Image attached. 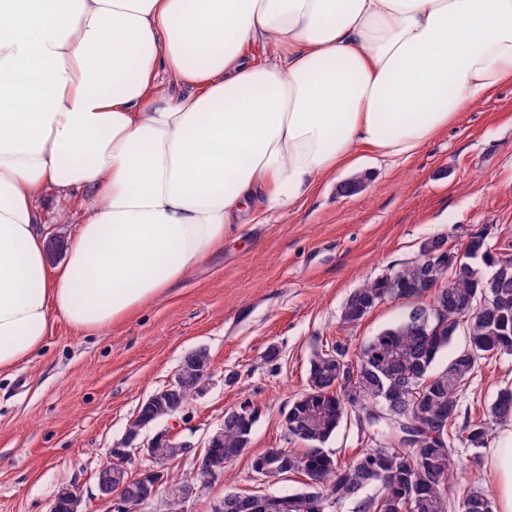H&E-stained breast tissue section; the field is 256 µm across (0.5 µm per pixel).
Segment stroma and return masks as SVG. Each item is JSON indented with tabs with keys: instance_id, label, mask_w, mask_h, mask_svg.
<instances>
[{
	"instance_id": "stroma-1",
	"label": "stroma",
	"mask_w": 512,
	"mask_h": 512,
	"mask_svg": "<svg viewBox=\"0 0 512 512\" xmlns=\"http://www.w3.org/2000/svg\"><path fill=\"white\" fill-rule=\"evenodd\" d=\"M368 179L351 196L337 193L338 172L299 208L248 225L225 241L167 296L105 333L57 320L42 351L0 374V512H49L55 493L79 486L83 512H105L95 472L121 442L142 402L167 385L183 357L207 349L212 374L177 419L141 431L140 441L169 431L203 448L227 409L249 400L258 410L251 444L224 475L188 504L212 512L225 492L292 493L304 476L255 479L252 457L288 447L284 414L307 385L308 360L325 343L350 352L412 306L388 300L353 327L340 323L347 296L364 281L416 260L422 242L445 234L457 246L484 230L497 252L512 255V82L459 112L409 159L362 151ZM280 352L264 359L267 348ZM512 388V355L481 361L461 398L468 418H482ZM456 448L452 500L470 487L489 489L487 461Z\"/></svg>"
}]
</instances>
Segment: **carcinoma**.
<instances>
[{
    "mask_svg": "<svg viewBox=\"0 0 512 512\" xmlns=\"http://www.w3.org/2000/svg\"><path fill=\"white\" fill-rule=\"evenodd\" d=\"M364 183L365 176L355 175L340 183L337 192L351 196ZM489 248L484 232L468 234L462 252L448 245V236L437 234L421 244L418 260L367 281L348 295L340 321L355 326L387 300L423 297L416 281L425 261L442 285L432 301L413 306L365 342L357 359L340 342L312 352L307 387L291 401L284 417L288 439L305 448L284 451L288 468L273 474L276 478L299 473L307 478L306 489L288 494V512H336L348 501L354 512H448L455 444L470 449L478 462L491 435L490 423L512 420V389L505 388L490 405L488 417L468 419L456 427L463 390L480 361L512 355V269L491 288L489 310L459 312L466 302L476 300L488 276L475 266L473 275L459 277L455 266L463 261L492 266L495 257ZM462 330L468 347L455 352L445 368L432 371L438 354ZM208 362L209 354L202 348L184 356L178 368L185 379L181 406L198 394V370ZM350 414L372 433L361 452L343 463L325 445ZM165 418V408L142 406L129 430L143 420ZM256 421L255 416L237 415L234 408L225 411L224 445L209 449L210 455L219 462L238 458L250 444ZM422 425L437 436L423 434ZM393 478L400 482L394 494L387 487ZM374 485L380 494L363 496ZM458 507L459 512H494L493 496L472 489Z\"/></svg>",
    "mask_w": 512,
    "mask_h": 512,
    "instance_id": "1",
    "label": "carcinoma"
}]
</instances>
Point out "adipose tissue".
I'll return each instance as SVG.
<instances>
[{"mask_svg": "<svg viewBox=\"0 0 512 512\" xmlns=\"http://www.w3.org/2000/svg\"><path fill=\"white\" fill-rule=\"evenodd\" d=\"M512 81V0H0V373ZM85 218L49 273L45 188ZM512 512V421L489 456Z\"/></svg>", "mask_w": 512, "mask_h": 512, "instance_id": "ef3b65f1", "label": "adipose tissue"}]
</instances>
